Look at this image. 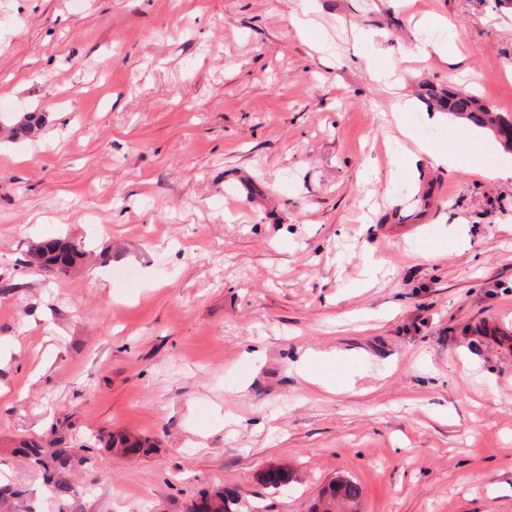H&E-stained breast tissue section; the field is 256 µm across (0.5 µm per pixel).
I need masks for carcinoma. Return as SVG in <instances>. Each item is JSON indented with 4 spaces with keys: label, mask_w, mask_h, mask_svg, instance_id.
<instances>
[{
    "label": "carcinoma",
    "mask_w": 512,
    "mask_h": 512,
    "mask_svg": "<svg viewBox=\"0 0 512 512\" xmlns=\"http://www.w3.org/2000/svg\"><path fill=\"white\" fill-rule=\"evenodd\" d=\"M441 93L440 107L449 115L490 130L505 149L512 151V114L496 112L487 105L478 104L474 97L451 88L443 89ZM80 255L81 251L75 245L59 238L37 242L30 250L32 263L48 272H67ZM54 444L53 448H45L35 442L24 443L16 452L34 461L44 486L63 502L67 512H80V506L70 495V475L75 467L84 465V458L77 456L74 449L57 439ZM112 447L128 456L150 451L146 442L128 434L113 436ZM260 480L270 487L278 488L297 481V474L288 468L274 466L264 471ZM361 500L360 485L341 477L324 487L310 512H360ZM240 501L241 494L237 489L217 487L210 492H202L200 500L193 502L188 512H242Z\"/></svg>",
    "instance_id": "obj_1"
}]
</instances>
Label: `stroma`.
<instances>
[{
  "instance_id": "obj_1",
  "label": "stroma",
  "mask_w": 512,
  "mask_h": 512,
  "mask_svg": "<svg viewBox=\"0 0 512 512\" xmlns=\"http://www.w3.org/2000/svg\"><path fill=\"white\" fill-rule=\"evenodd\" d=\"M451 83L512 113V9L0 0V482L57 512L14 452L55 431L88 459L83 512L216 486L308 512L340 476L361 512H512V179L426 98ZM399 95L461 167L408 166ZM48 237L81 264L31 265ZM310 352L340 354L336 391L301 378ZM275 465L301 482L264 485Z\"/></svg>"
}]
</instances>
